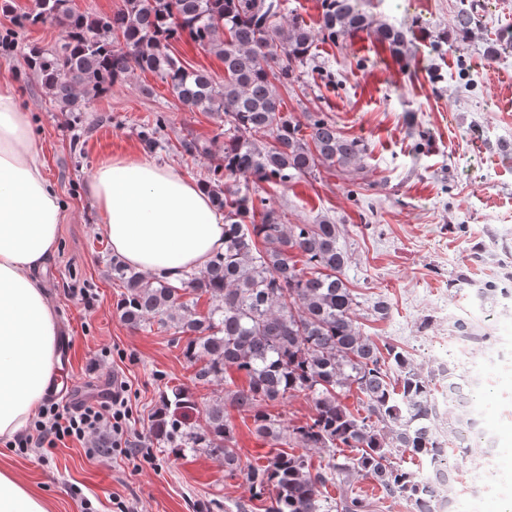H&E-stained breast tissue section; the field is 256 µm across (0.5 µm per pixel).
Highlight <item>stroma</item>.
Segmentation results:
<instances>
[{"instance_id":"obj_1","label":"stroma","mask_w":512,"mask_h":512,"mask_svg":"<svg viewBox=\"0 0 512 512\" xmlns=\"http://www.w3.org/2000/svg\"><path fill=\"white\" fill-rule=\"evenodd\" d=\"M0 9V81L13 82L41 149L45 173L62 205L56 251L40 278L59 331L69 338L57 378L82 387L87 401L111 392L113 381L131 386V440L151 463L134 468L108 448L92 452L68 439L48 453L19 452L0 438V470L42 496L49 512H236L253 499L247 469L266 463L278 446L258 437L251 419L233 415L241 472L228 475L222 457L199 450L178 456L149 432L150 415L170 387L196 402L190 422H204L206 405L222 400L224 384L202 382L173 328L137 329L123 322V294L112 278V247L98 226L85 184L107 157L149 155L157 165L205 181L224 154L218 115L182 106L149 72H134L112 90L61 111L24 61L27 45L48 49L63 41L52 23L21 27L18 15L34 0H10ZM462 0H364L378 21L411 30L407 62L366 34L339 43L317 42L312 67L322 79L285 93L297 120L321 111L349 136L364 138L361 172L318 166L289 185L262 183L287 224L326 217L344 225L340 245L346 274L359 295L365 332L379 343L407 348L429 368L433 349L455 344L451 324L471 320L479 336L512 338V321L496 324L473 302L475 289L493 281L512 287V55L489 62L484 50L512 26V0H474L481 19L471 38H450ZM167 116L161 150L145 153L139 134L154 113ZM203 147L191 156L182 140ZM466 275L461 290L450 281ZM391 304L387 318L369 308L377 296Z\"/></svg>"}]
</instances>
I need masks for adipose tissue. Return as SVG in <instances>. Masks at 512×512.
<instances>
[{"label":"adipose tissue","mask_w":512,"mask_h":512,"mask_svg":"<svg viewBox=\"0 0 512 512\" xmlns=\"http://www.w3.org/2000/svg\"><path fill=\"white\" fill-rule=\"evenodd\" d=\"M112 251L152 274L177 277L224 248L206 189L145 158L101 161L86 184ZM61 204L9 81L0 82V437L22 430L58 371V324L38 275L53 255ZM0 512H48L0 471Z\"/></svg>","instance_id":"ef3b65f1"}]
</instances>
